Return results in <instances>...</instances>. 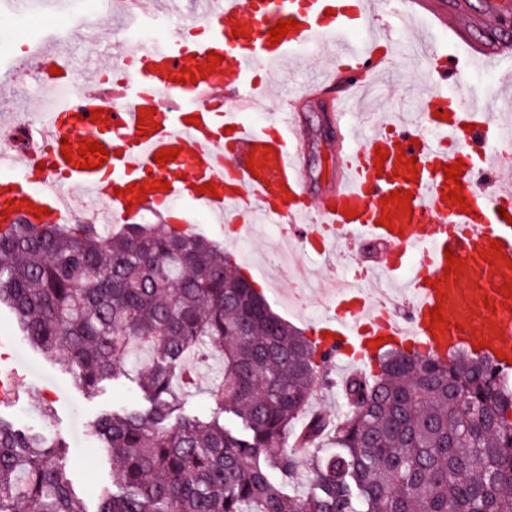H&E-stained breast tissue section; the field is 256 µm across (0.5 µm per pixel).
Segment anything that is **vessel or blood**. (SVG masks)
Segmentation results:
<instances>
[{
	"mask_svg": "<svg viewBox=\"0 0 512 512\" xmlns=\"http://www.w3.org/2000/svg\"><path fill=\"white\" fill-rule=\"evenodd\" d=\"M396 13L404 21L420 14L453 25L445 0H402ZM375 16L372 0H198L192 17L176 0H162L160 8L137 12L126 23L171 19L174 33L150 43L132 41L114 68V80L101 79L92 66L74 82L65 56L46 46L14 59L15 74L34 76L53 99L44 119L25 130V162L0 148V211L10 224L79 223L82 215L68 203L78 193L92 203L95 222L130 224L151 209L167 224L194 223L200 212L242 230L253 223L287 224L308 256L319 261L372 245L377 252L363 264V278L380 272L385 280L399 281L404 295L337 290L315 330L341 368L372 359L381 351L377 339L386 337L392 347L440 356L483 339L485 355L499 350L512 359V300L502 292L512 282V268L481 256L500 240L512 259V183L501 178L512 170V160L499 150L512 141V122L499 119L481 96L460 93V73L452 64L430 69L433 85L419 113L354 135L347 119L350 94L390 68L391 57L374 34ZM289 19L298 21V30L271 44L270 28ZM239 24L247 26V36H234ZM358 31L369 33L365 44L353 41ZM460 41L472 58L486 63L512 54L507 39L492 49L465 35ZM329 43L355 62L335 108L352 156L342 162L335 186L315 195L304 175L306 131L294 114L273 113L260 125L246 115L261 108L264 70L303 46ZM212 51L222 61L199 77ZM185 69L197 73V80L180 81ZM142 107L154 109L152 126H140ZM95 110L101 118L94 122ZM191 116L198 125L188 124ZM84 139L108 150L103 166L83 169L66 162L62 143L76 148ZM171 147L179 150L174 160L155 162L156 152ZM380 149L387 158L378 165ZM400 153L416 158V180L394 174ZM250 157L258 163L253 173L247 169ZM452 164L463 169L466 213L442 198L450 185L443 168ZM145 180L168 181L170 189L146 194L140 203L121 196V189ZM209 183L216 184V195L199 194V186ZM395 191L412 193L411 213L388 228L379 220L383 210H394L387 197ZM346 207L356 217L343 215ZM448 249L465 264L460 274L445 272ZM438 305L449 327L435 332L432 310ZM26 378L21 363L0 367V402L16 398Z\"/></svg>",
	"mask_w": 512,
	"mask_h": 512,
	"instance_id": "vessel-or-blood-1",
	"label": "vessel or blood"
}]
</instances>
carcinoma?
I'll list each match as a JSON object with an SVG mask.
<instances>
[{
	"mask_svg": "<svg viewBox=\"0 0 512 512\" xmlns=\"http://www.w3.org/2000/svg\"><path fill=\"white\" fill-rule=\"evenodd\" d=\"M36 354L90 393L129 376L137 346L147 407L93 423L112 485L95 512H512V386L458 350L443 361L390 349L341 385L334 421L307 413L327 354L276 314L224 249L177 224L0 228V307ZM245 435L184 413L198 366ZM333 434L336 452L320 454ZM308 469L313 492L285 486ZM0 512H89L64 437L0 418Z\"/></svg>",
	"mask_w": 512,
	"mask_h": 512,
	"instance_id": "obj_1",
	"label": "carcinoma"
}]
</instances>
